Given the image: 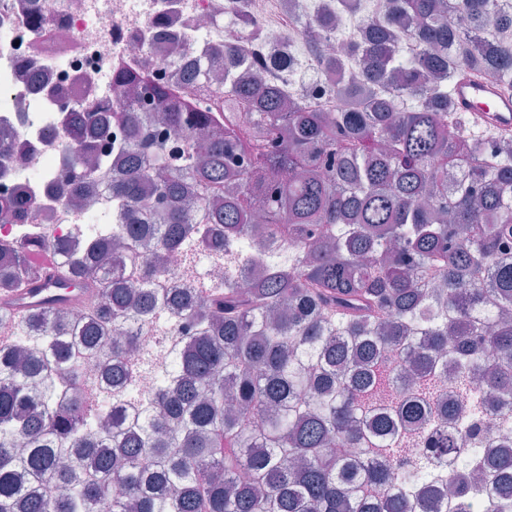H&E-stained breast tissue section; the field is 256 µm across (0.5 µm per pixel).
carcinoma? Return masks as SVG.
<instances>
[{"label": "carcinoma", "mask_w": 512, "mask_h": 512, "mask_svg": "<svg viewBox=\"0 0 512 512\" xmlns=\"http://www.w3.org/2000/svg\"><path fill=\"white\" fill-rule=\"evenodd\" d=\"M366 28L334 112L283 101L278 73L139 93L158 118L111 185L130 222L46 245L91 303L0 308V512H512V443L485 427L512 429V139L450 99L465 72L512 86V9L391 0ZM383 83L415 104L390 111ZM67 118V162L95 160L108 120ZM197 252L224 283L163 288ZM41 277L0 259L4 296ZM173 317L189 345L156 368L139 331Z\"/></svg>", "instance_id": "cac0c4a2"}]
</instances>
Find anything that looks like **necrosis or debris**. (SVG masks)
Here are the masks:
<instances>
[{"label":"necrosis or debris","instance_id":"4bbe7bcc","mask_svg":"<svg viewBox=\"0 0 512 512\" xmlns=\"http://www.w3.org/2000/svg\"><path fill=\"white\" fill-rule=\"evenodd\" d=\"M324 0H0V197L24 187L21 210L0 209V257L22 242L81 238L94 213L124 224L110 191L125 157L129 128L113 124L98 143L99 163L79 181L85 203L61 189L68 112L109 115L133 95L115 82L120 69L160 74L196 64L223 70L233 46L255 63L285 70L283 97L324 88L319 54L296 21L318 16ZM260 19L251 34L245 17Z\"/></svg>","mask_w":512,"mask_h":512}]
</instances>
